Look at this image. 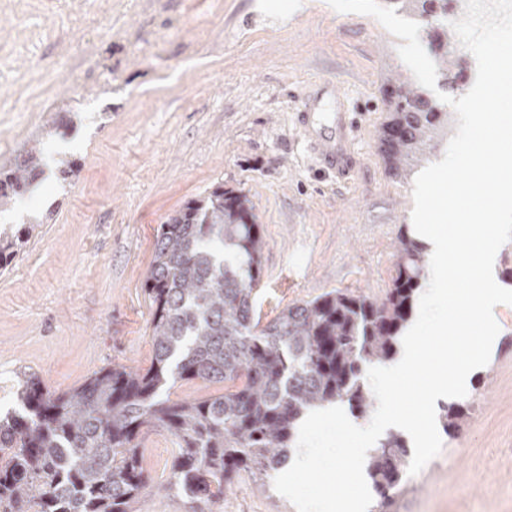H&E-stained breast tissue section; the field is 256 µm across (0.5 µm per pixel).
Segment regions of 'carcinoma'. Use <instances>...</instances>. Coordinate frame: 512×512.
<instances>
[{
  "label": "carcinoma",
  "instance_id": "obj_1",
  "mask_svg": "<svg viewBox=\"0 0 512 512\" xmlns=\"http://www.w3.org/2000/svg\"><path fill=\"white\" fill-rule=\"evenodd\" d=\"M422 27L436 30L438 62L448 70V0H388ZM380 133L388 174L408 176L448 142V113L408 83L387 91ZM44 142L0 171V209L11 206L26 174L42 162ZM34 226L0 234V268L16 256ZM394 275L383 296L333 288L262 322L256 309L264 237L246 195L214 187L160 225L144 291L151 303L154 357L146 371L114 365L63 394L33 373L14 392L20 411L0 418V512H133L149 479L140 435L177 439L173 484L207 504L240 473L256 478L283 465L297 423L308 409L346 403L366 413L365 363L396 353L425 276L423 243L406 226L396 232ZM224 383V394L173 401L170 381ZM466 416L442 407L443 428ZM409 448L391 432L367 473L385 509L402 482Z\"/></svg>",
  "mask_w": 512,
  "mask_h": 512
}]
</instances>
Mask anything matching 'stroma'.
Returning <instances> with one entry per match:
<instances>
[{
  "label": "stroma",
  "mask_w": 512,
  "mask_h": 512,
  "mask_svg": "<svg viewBox=\"0 0 512 512\" xmlns=\"http://www.w3.org/2000/svg\"><path fill=\"white\" fill-rule=\"evenodd\" d=\"M376 19L328 0H0V167L45 141L0 229L30 225L0 270V413L23 375L70 391L102 368H148L143 293L160 224L217 185L244 193L264 231V319L333 288L379 296L394 238L410 224L413 178L379 151L385 92L415 78ZM354 112L348 184L304 145L296 119ZM45 101L30 112L28 101ZM75 164L58 177L57 160ZM487 366L468 377L469 414L388 512H512V305ZM151 476L137 512H192L174 486L176 439L141 438ZM241 475L211 512H296Z\"/></svg>",
  "instance_id": "35a3bbf8"
}]
</instances>
